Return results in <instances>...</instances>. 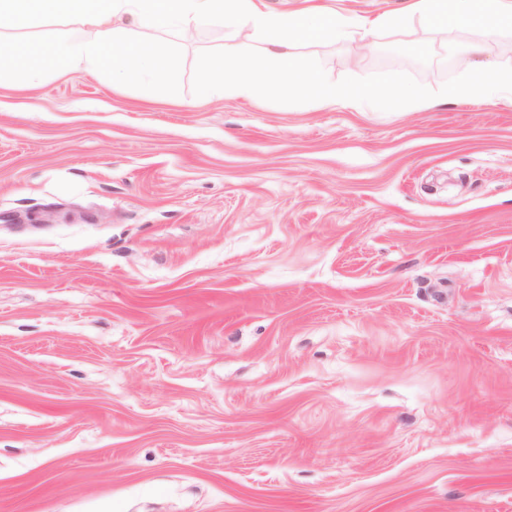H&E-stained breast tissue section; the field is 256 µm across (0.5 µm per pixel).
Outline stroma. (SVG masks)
<instances>
[{
    "mask_svg": "<svg viewBox=\"0 0 512 512\" xmlns=\"http://www.w3.org/2000/svg\"><path fill=\"white\" fill-rule=\"evenodd\" d=\"M0 82V512H512V106ZM512 35L297 45L429 89Z\"/></svg>",
    "mask_w": 512,
    "mask_h": 512,
    "instance_id": "35a3bbf8",
    "label": "stroma"
}]
</instances>
